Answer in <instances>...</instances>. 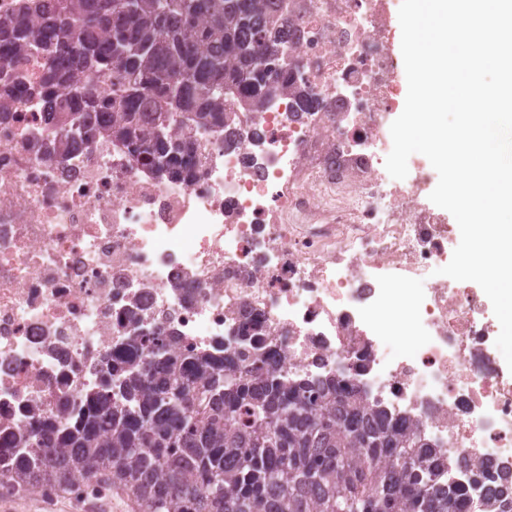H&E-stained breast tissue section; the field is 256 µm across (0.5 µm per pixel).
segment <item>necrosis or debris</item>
<instances>
[{
  "label": "necrosis or debris",
  "instance_id": "necrosis-or-debris-1",
  "mask_svg": "<svg viewBox=\"0 0 512 512\" xmlns=\"http://www.w3.org/2000/svg\"><path fill=\"white\" fill-rule=\"evenodd\" d=\"M290 89L238 113L236 139H197L191 175L160 181L106 139L60 145L44 60L0 63V429L58 414L98 381L130 331L164 327L178 352L247 355L259 321L289 377L345 369L371 402L434 443L454 480L512 485V372L471 282L433 280L454 226L426 202L434 171L391 178L400 93L390 0H288ZM428 286L416 292L414 282ZM416 336L410 355L386 335Z\"/></svg>",
  "mask_w": 512,
  "mask_h": 512
}]
</instances>
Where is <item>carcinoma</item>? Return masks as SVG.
Returning a JSON list of instances; mask_svg holds the SVG:
<instances>
[{"instance_id":"cac0c4a2","label":"carcinoma","mask_w":512,"mask_h":512,"mask_svg":"<svg viewBox=\"0 0 512 512\" xmlns=\"http://www.w3.org/2000/svg\"><path fill=\"white\" fill-rule=\"evenodd\" d=\"M290 40L267 0H21L0 20V46L49 63L46 87L112 113L96 128L54 113L58 134L109 137L163 181L194 166V141L178 131L226 129L235 110L263 109L270 77L287 90L278 47ZM106 70L110 100L90 85ZM132 320L99 359L97 386L63 403L64 420L34 412L26 437H0V467L58 489L93 475L146 512H512L504 490L477 497L475 481L440 482L430 442L366 403L355 381L282 373L256 324L241 326L257 347L243 363L180 355L174 336Z\"/></svg>"}]
</instances>
